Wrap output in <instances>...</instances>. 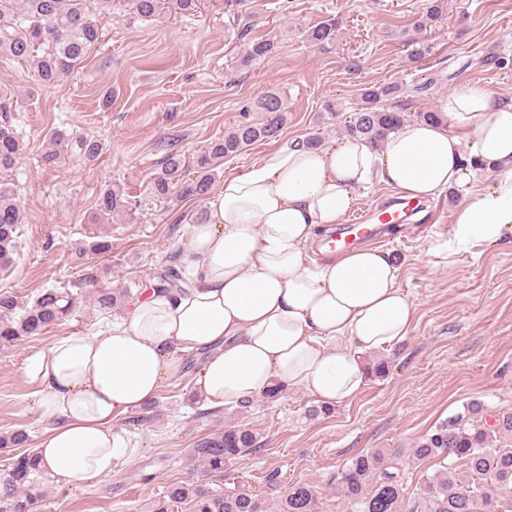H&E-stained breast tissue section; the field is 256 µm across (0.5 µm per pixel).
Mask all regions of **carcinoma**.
<instances>
[{
  "label": "carcinoma",
  "mask_w": 512,
  "mask_h": 512,
  "mask_svg": "<svg viewBox=\"0 0 512 512\" xmlns=\"http://www.w3.org/2000/svg\"><path fill=\"white\" fill-rule=\"evenodd\" d=\"M99 10L91 12L86 0H0V54L30 59L34 78L42 86L54 85L72 73L92 45L99 42L100 27L110 14L112 0H98ZM200 0H127L133 13L144 20L161 17L165 11L190 14ZM446 0H431L418 27L427 28L444 10ZM337 22L328 19L305 32L312 45L335 36ZM268 39L248 44L242 63L247 65L272 52ZM392 86L365 89L364 107L352 113L343 127L352 139L377 148L387 137L409 121L411 114L378 103L393 95ZM261 112L260 119L236 123L224 135L209 142L192 165L195 175L182 174L186 157L174 150L160 161L151 181L152 193L167 199L178 190V197H203L215 182L224 159L242 153L247 147L280 135L287 121L288 106L283 96L268 93L249 107ZM76 149L86 160L97 159L103 144L81 137ZM22 144L8 125H0V170L16 166ZM131 202L118 185L105 187L97 197L92 222L117 220L130 211ZM22 223L15 189L0 182V264L10 259L15 247L17 225ZM102 310L116 305L117 297L108 287L94 292ZM14 297L0 294V347H10L23 337L36 335L56 325L74 308L72 296L57 288L41 293L31 305L16 314ZM256 435L246 427H235L202 438L192 449V458L205 473L219 476L224 467L252 450ZM410 455L418 462L434 463L424 471L420 488L409 490L399 459ZM40 477L33 450L11 457L0 476V512H37L43 500ZM352 512H512V409L484 416V406L471 401L458 412L428 431L416 447L374 449L350 458L334 477ZM316 494L304 483L293 485L281 502V512H314ZM268 505L246 492L216 493L197 482H179L167 487L155 504V512H267Z\"/></svg>",
  "instance_id": "cac0c4a2"
}]
</instances>
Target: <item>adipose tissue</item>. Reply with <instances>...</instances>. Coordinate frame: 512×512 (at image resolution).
<instances>
[{
  "mask_svg": "<svg viewBox=\"0 0 512 512\" xmlns=\"http://www.w3.org/2000/svg\"><path fill=\"white\" fill-rule=\"evenodd\" d=\"M478 162L495 167L498 182L473 192L447 241L432 246L448 261L512 236V101L482 86L457 87L435 120L404 123L380 149L292 143L226 177L206 200L205 222L189 227L185 288L150 289L105 328L63 337L33 363L45 476L111 473L134 448L114 421L154 399L183 354L207 352L193 392L211 409L278 387L326 405L353 398L366 376L362 353L403 340L416 307L389 251L361 245L318 261L309 244L368 184L416 203L464 184Z\"/></svg>",
  "mask_w": 512,
  "mask_h": 512,
  "instance_id": "adipose-tissue-1",
  "label": "adipose tissue"
}]
</instances>
